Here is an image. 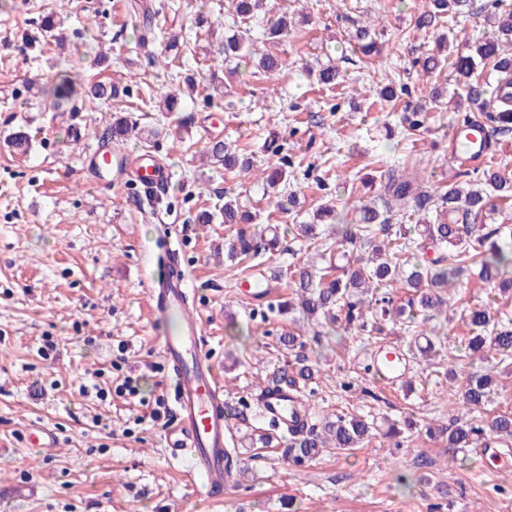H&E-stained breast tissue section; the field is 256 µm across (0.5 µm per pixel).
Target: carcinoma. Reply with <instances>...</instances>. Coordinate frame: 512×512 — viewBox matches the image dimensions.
<instances>
[{"instance_id": "carcinoma-1", "label": "carcinoma", "mask_w": 512, "mask_h": 512, "mask_svg": "<svg viewBox=\"0 0 512 512\" xmlns=\"http://www.w3.org/2000/svg\"><path fill=\"white\" fill-rule=\"evenodd\" d=\"M469 3L470 0H431L432 9L417 17V27L432 29L442 15ZM488 7L497 11L493 15L495 33L478 42L474 51L458 54L452 63L459 76L458 87L477 110L476 116L467 114L463 117L460 128H467L479 120L484 129L506 134L512 131V10L503 8L502 0H491ZM259 8L260 0H235L231 19L234 32L224 37L222 52L224 60L245 65L244 73H249L247 65L250 64L270 78L281 70L283 62L278 55L265 54L254 58L250 22ZM289 27L288 16L283 14L265 28L266 37L272 40L283 38L288 35ZM355 40L354 48L363 56L378 52L371 27L358 29ZM53 44L65 46L66 37L61 22L50 15L43 24L40 45ZM486 62L492 64L495 78L494 84L485 87L472 81V75L478 65ZM57 77L51 87L42 88L43 95L52 97L55 102L87 98L93 104L105 105L127 94V88L110 82L86 85L66 70L59 72ZM153 110L180 123L185 121L182 99L173 92L160 94ZM130 131L128 118L117 115L107 135L114 142H122ZM272 152L278 159L262 169L265 174L262 183L274 189L288 183V169L294 163L282 156L281 146L272 148ZM207 158L215 167L232 168L239 164L246 171L253 167L252 161L239 160L220 140L209 145ZM379 187L380 205L357 207L354 220L349 224L334 223L337 217L335 207L323 206L316 210L314 219L333 220V223L325 225V232L317 231L319 225L315 223L289 226L294 238L309 248L325 246L323 242L317 243L323 234H336V244L342 248L341 257L346 259V263L338 266L330 261L323 267L295 266L289 272L294 297L277 305L279 314L297 313L308 321L321 316L331 328L342 325L348 329L358 322L363 329V322L369 316L384 318L394 315L400 318L422 312L423 320L432 318V313L447 309L449 289L465 275H475L489 285L512 288V232L505 233L502 224L476 223L477 218L495 209L491 197L505 203L512 202V179L502 175L497 167L488 164L465 182L450 183L447 189H441L435 195L419 183L415 168L407 166L388 172ZM403 209L417 216L425 214L420 238L411 237V229L403 224L398 230H392L394 213ZM432 211L437 212V218L430 221L426 215ZM195 220L200 224L218 222L234 231L228 251L229 258L233 260L254 261L265 249L261 234L241 228V225L251 223L252 216L241 209L236 197L224 196V202L218 209L203 210ZM393 284L412 289L414 295L391 311L379 307V300L374 298V294L377 289ZM465 319L471 333L465 345V357L483 361L492 355L512 356V327L492 322L487 307L470 308ZM280 344L284 350L296 352V363L300 364L297 375L303 380L312 379L317 369L303 355L305 342L301 340V334L288 330L280 337ZM491 384L492 378L488 373L465 374L458 387L459 401L466 407L484 404L491 392ZM406 428H411V425L407 423L402 427L392 421L383 430L362 416L341 412L327 419L320 428L311 424L304 432L293 435H280L272 429L259 434L256 441L268 447L271 438L279 435L281 456L298 466L314 459L330 443L338 450L351 451L362 447L374 436L399 437ZM447 431L448 447L454 450L470 447L486 437L488 432L512 437V414L495 416L483 424L457 418Z\"/></svg>"}]
</instances>
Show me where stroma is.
Listing matches in <instances>:
<instances>
[{
	"mask_svg": "<svg viewBox=\"0 0 512 512\" xmlns=\"http://www.w3.org/2000/svg\"><path fill=\"white\" fill-rule=\"evenodd\" d=\"M158 0H5L0 5V512H512V470L482 463L473 449L449 452L443 427L458 407L446 375L462 355L470 331L464 311L489 306L496 320L512 321V291L473 279L453 289L447 312L430 322H402L384 333L368 330L323 334L302 322L306 353L319 377L302 388L311 421L322 424L343 411L376 420H409L400 447L373 441L354 451L328 449L296 467L279 448L241 447L247 472L223 500L204 501L184 460L168 456L167 429L151 418L156 399L171 400L173 386L157 342L161 326L147 306L156 274L159 231L181 245L201 327L224 397L237 417L236 438L259 420L254 401L287 354L279 344L287 318L278 301L293 293L276 270L306 262L310 253L288 231L292 219L269 209L258 187L259 164L271 134H279L295 163L288 190L296 192L304 221L333 202L337 210L373 201L384 172L404 162L420 164L429 186L455 180L449 160L452 132L471 112L457 98L451 67L424 76L420 62L447 38L448 56L468 52L492 27L487 0H470L473 13L444 18L439 33L417 29L428 0H265L262 20L293 16L287 40L255 33L259 50L285 65L276 78L240 84L208 38L200 18L227 23L231 0H171L156 18V65H137L135 38L143 27L141 4ZM65 17V51L23 49L41 32L44 16ZM372 26L380 52L362 58L353 50L358 27ZM191 44L178 60L164 46L171 33ZM111 51L99 65L97 53ZM339 70L336 85L317 81L320 69ZM82 72L86 81L129 85V96L109 105L63 112L29 93L58 70ZM191 77L197 94L187 107L191 124L180 127L149 108L148 93L170 86V70ZM399 86L398 97L377 102L376 92ZM423 107L425 127L408 131L406 118ZM121 113L157 128L152 140L131 136L129 152L152 150L172 179L161 202L135 186L92 182L81 156ZM31 150L11 152L16 131ZM219 139L252 157L254 171L214 170L202 164L207 144ZM234 193L255 216L256 229L278 225L280 243L242 269L217 252L230 234L220 224H199L201 209ZM262 279L265 301L247 288ZM54 347L43 350L44 337ZM400 349L409 370L403 384L379 380L374 355ZM494 382L485 405L470 419L512 412V358H492ZM138 379V396L115 395L119 378ZM109 389L106 400L84 397L81 384ZM45 426L57 435L50 454L32 448L29 431Z\"/></svg>",
	"mask_w": 512,
	"mask_h": 512,
	"instance_id": "1",
	"label": "stroma"
}]
</instances>
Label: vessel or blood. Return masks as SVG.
<instances>
[{
  "label": "vessel or blood",
  "instance_id": "b4317fda",
  "mask_svg": "<svg viewBox=\"0 0 512 512\" xmlns=\"http://www.w3.org/2000/svg\"><path fill=\"white\" fill-rule=\"evenodd\" d=\"M465 137L470 147L464 152H453L454 161L462 167L484 165L488 150L479 149L485 139L481 127L467 128ZM84 165L92 179L111 174L116 185L133 184L144 194L151 195L165 187L170 174L160 159L150 151L132 157L120 147L89 150ZM164 271L154 277L149 286L148 299L154 317H178L177 332L167 334L161 345L173 383V420L167 434L171 457H188L192 477L200 479L202 495L209 500L223 499L228 488L224 470V450L228 446V407L224 390L218 381L216 367L206 354L205 338L197 320L195 305L190 304L187 277L179 270V253L164 254ZM373 365L382 380L389 384L400 382L406 365L400 351L393 350L377 357ZM263 413L286 427L296 426L309 409L292 391L270 390L261 401ZM481 459L496 461L500 468H512V453L503 443L489 439L480 446Z\"/></svg>",
  "mask_w": 512,
  "mask_h": 512
}]
</instances>
